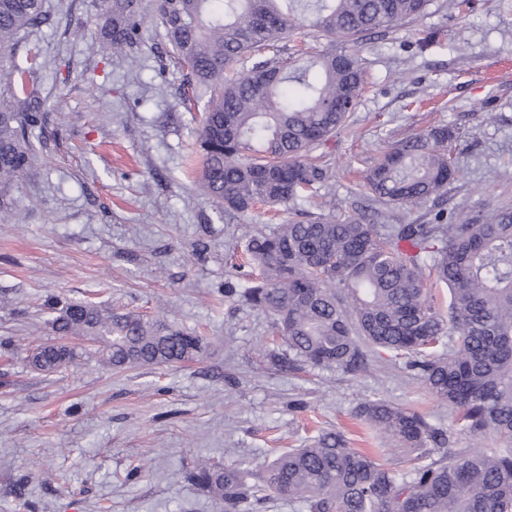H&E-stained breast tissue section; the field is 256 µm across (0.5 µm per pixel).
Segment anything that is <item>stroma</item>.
I'll return each mask as SVG.
<instances>
[{
	"label": "stroma",
	"instance_id": "obj_1",
	"mask_svg": "<svg viewBox=\"0 0 512 512\" xmlns=\"http://www.w3.org/2000/svg\"><path fill=\"white\" fill-rule=\"evenodd\" d=\"M50 25L31 32L30 84L45 103L38 157L13 189L22 224L0 223V512H222L191 478L200 461L258 464L320 431L377 448L358 407L384 400L438 428L451 419L403 360L376 349L351 375L273 364L285 354L265 311L224 297L250 287L247 239L266 208L220 213L197 195L196 137L204 104L186 100L185 68L158 29L95 54L98 0H47ZM365 88L320 151L328 172L292 211L344 217L367 190L385 147L437 125L460 133L459 171L443 196L407 219L447 210L454 222L483 203L512 207V0H431L416 22L360 45ZM90 299L169 320L203 336L193 361L114 370L77 341L75 363L32 368L31 348L56 340L44 304Z\"/></svg>",
	"mask_w": 512,
	"mask_h": 512
}]
</instances>
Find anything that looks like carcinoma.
I'll list each match as a JSON object with an SVG mask.
<instances>
[{
    "label": "carcinoma",
    "instance_id": "cac0c4a2",
    "mask_svg": "<svg viewBox=\"0 0 512 512\" xmlns=\"http://www.w3.org/2000/svg\"><path fill=\"white\" fill-rule=\"evenodd\" d=\"M430 0H100L101 48L137 42L148 23L161 27L187 88L207 99L196 141L200 194L221 212L261 204L290 210L326 177L311 152L343 127L364 88V59L345 48L412 23ZM50 20L46 0H0V221L22 224L12 196L37 152L32 130L44 116L29 88L38 55L16 50ZM326 46L305 63L255 51L304 26ZM447 126L386 147L366 176L369 204L344 216L290 220L252 235L257 272L239 297L266 311L293 360L356 372L362 347L407 360L429 392L448 403L444 431L384 401L358 414L399 442L409 470L349 448L324 432L305 448L261 463L252 487L237 463L204 462L193 479L224 512H250L257 493L285 496L301 512H512V208L481 206L462 224H388L390 211L441 195L456 178ZM448 286V315L432 303L426 277ZM52 328L87 337L114 369L173 365L202 354L203 338L164 320L112 312L93 301L48 303ZM448 346V353L439 349ZM73 346L38 345L29 362L43 372L68 366ZM501 446L451 448L454 430ZM435 445L436 449L429 448Z\"/></svg>",
    "mask_w": 512,
    "mask_h": 512
}]
</instances>
